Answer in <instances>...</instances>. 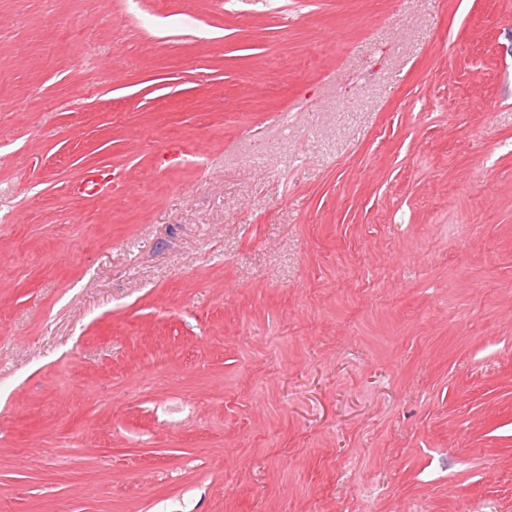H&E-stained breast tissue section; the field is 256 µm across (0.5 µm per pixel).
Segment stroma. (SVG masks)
I'll use <instances>...</instances> for the list:
<instances>
[{"mask_svg": "<svg viewBox=\"0 0 512 512\" xmlns=\"http://www.w3.org/2000/svg\"><path fill=\"white\" fill-rule=\"evenodd\" d=\"M0 512H512V0H0ZM112 171L107 167H94L84 171L76 185L75 194L78 197L97 195L112 188Z\"/></svg>", "mask_w": 512, "mask_h": 512, "instance_id": "35a3bbf8", "label": "stroma"}]
</instances>
